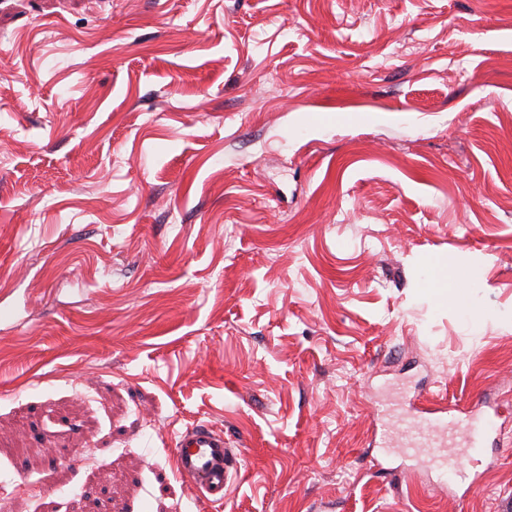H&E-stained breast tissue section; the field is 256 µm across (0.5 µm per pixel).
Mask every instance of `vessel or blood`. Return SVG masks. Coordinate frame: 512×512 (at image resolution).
Masks as SVG:
<instances>
[{
  "mask_svg": "<svg viewBox=\"0 0 512 512\" xmlns=\"http://www.w3.org/2000/svg\"><path fill=\"white\" fill-rule=\"evenodd\" d=\"M474 421L475 413L471 410L462 415L451 410L441 413L424 412L412 416L404 436L409 446L420 448L423 447L425 439L431 436L445 434L451 427L459 429L468 433L466 456L475 461L481 454V443L475 438V431L492 433L495 424L488 419L478 427ZM173 452L176 472L185 483L207 500H223L224 487L232 467L223 432L207 424L195 425L178 435ZM433 463L441 477L448 483L455 484L467 477L465 465L459 463L453 450L438 449L433 457Z\"/></svg>",
  "mask_w": 512,
  "mask_h": 512,
  "instance_id": "vessel-or-blood-1",
  "label": "vessel or blood"
}]
</instances>
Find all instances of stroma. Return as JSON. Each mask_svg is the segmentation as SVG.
Instances as JSON below:
<instances>
[{"label":"stroma","mask_w":512,"mask_h":512,"mask_svg":"<svg viewBox=\"0 0 512 512\" xmlns=\"http://www.w3.org/2000/svg\"><path fill=\"white\" fill-rule=\"evenodd\" d=\"M406 382L493 406L468 486L403 453ZM0 493L512 512V0H0ZM426 285L427 293L438 301L465 312L470 311V295L466 281L457 279L449 282L446 268L432 263ZM173 452L178 476L205 499L223 502L233 467L224 433L196 424L178 435Z\"/></svg>","instance_id":"stroma-1"}]
</instances>
